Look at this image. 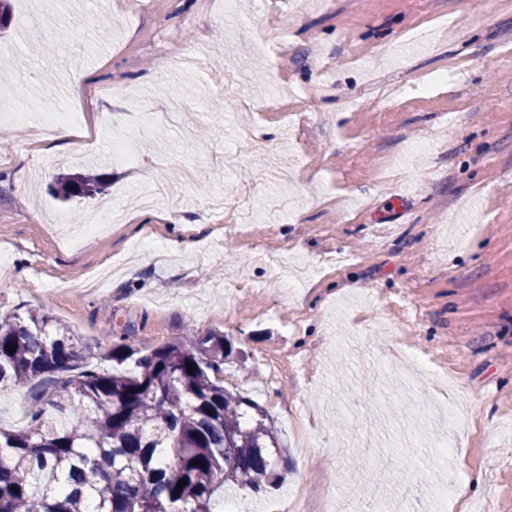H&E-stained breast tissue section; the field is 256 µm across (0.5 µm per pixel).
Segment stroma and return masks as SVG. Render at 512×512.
Segmentation results:
<instances>
[{
  "label": "stroma",
  "mask_w": 512,
  "mask_h": 512,
  "mask_svg": "<svg viewBox=\"0 0 512 512\" xmlns=\"http://www.w3.org/2000/svg\"><path fill=\"white\" fill-rule=\"evenodd\" d=\"M99 2L44 0L34 21L11 0L0 31V312L92 349L224 334V385L287 464L212 512H512V0ZM175 42L205 69L169 74ZM62 58L80 94L58 96ZM230 76L251 107L209 96ZM89 169L105 193L54 197ZM155 182L168 220L71 239ZM249 191L286 217L224 236L203 200Z\"/></svg>",
  "instance_id": "stroma-1"
}]
</instances>
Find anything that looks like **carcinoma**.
I'll list each match as a JSON object with an SVG mask.
<instances>
[{
	"label": "carcinoma",
	"instance_id": "obj_1",
	"mask_svg": "<svg viewBox=\"0 0 512 512\" xmlns=\"http://www.w3.org/2000/svg\"><path fill=\"white\" fill-rule=\"evenodd\" d=\"M56 190L89 197L105 182L60 174ZM78 341L44 312L0 313V395L31 396L24 424L0 430V512H211L222 486L262 493L278 479L285 457L264 411L218 378L224 336L93 358Z\"/></svg>",
	"mask_w": 512,
	"mask_h": 512
}]
</instances>
